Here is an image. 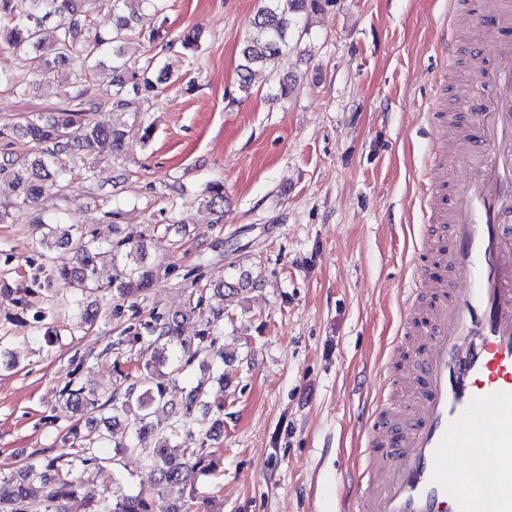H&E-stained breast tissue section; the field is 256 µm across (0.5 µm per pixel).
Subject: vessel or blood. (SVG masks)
Listing matches in <instances>:
<instances>
[{
	"label": "vessel or blood",
	"instance_id": "1",
	"mask_svg": "<svg viewBox=\"0 0 512 512\" xmlns=\"http://www.w3.org/2000/svg\"><path fill=\"white\" fill-rule=\"evenodd\" d=\"M441 51L472 31L474 83L427 162L425 232L403 290L399 340L360 418L365 468L342 512H512V0L485 24L448 0ZM466 477L448 473V454ZM492 474L493 488L482 482Z\"/></svg>",
	"mask_w": 512,
	"mask_h": 512
}]
</instances>
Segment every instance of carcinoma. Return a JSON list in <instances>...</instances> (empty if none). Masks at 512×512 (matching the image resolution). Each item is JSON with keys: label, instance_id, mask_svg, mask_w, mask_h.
<instances>
[{"label": "carcinoma", "instance_id": "1", "mask_svg": "<svg viewBox=\"0 0 512 512\" xmlns=\"http://www.w3.org/2000/svg\"><path fill=\"white\" fill-rule=\"evenodd\" d=\"M130 0H0V42L13 50L17 72L0 75V84L12 93H27L25 74L53 75L63 88L64 106L49 117L26 113L0 125V142L9 144L23 137L32 151L23 157L7 153L0 158V179L10 183L15 199L0 204V223L16 219L17 214L32 207L46 191L54 190L63 202L72 176L92 178L89 157L107 145L117 155L124 142V131L118 126L105 127L93 119L94 112L108 103L128 108V90L149 99L159 95L156 81L128 67L123 44L142 39L149 44L161 37L162 26H139L124 15L122 6ZM336 0H265V5L251 22L252 33L242 49L241 88H248L252 67L269 64L288 49L293 35L303 36L300 19L305 14L322 11ZM55 22L54 41L45 47L42 32L46 23ZM204 201L210 208L224 204V185L209 184ZM32 223L45 228L39 245L43 256L60 249L69 255L67 261L47 267L39 265L34 280L48 285L56 277L71 279L81 286L96 284L98 260L109 256L116 260L120 253L136 256V262L120 279L110 282L113 295L128 300L140 295L154 282L169 274L161 264L144 262L143 249L126 242L103 245L85 235H74L55 220L37 217ZM208 319L204 329L192 342L179 333L176 321L157 317L146 327L149 342L158 349L154 359L139 366L135 382L124 393H113L105 402L89 397L83 388L67 385L60 392L63 407L75 415H88L105 408L112 410V421L132 414L139 431L153 430L150 410L167 409L171 418L161 433V444L152 449L150 462L156 472L155 482L134 494H119L108 502L96 497L76 476L77 467L98 462L96 449L105 435L78 445L76 453L50 455L44 450L39 458L23 466L10 479L0 480V512H64L63 502L85 491L90 512H153V494L163 490L174 496L171 512H190V500L196 498V477L211 474L217 463L193 447L195 438L188 417L193 405L203 402L206 391L195 387L185 402L167 399L165 381L183 367L192 365L202 351L201 344L213 345L218 340V318Z\"/></svg>", "mask_w": 512, "mask_h": 512}]
</instances>
